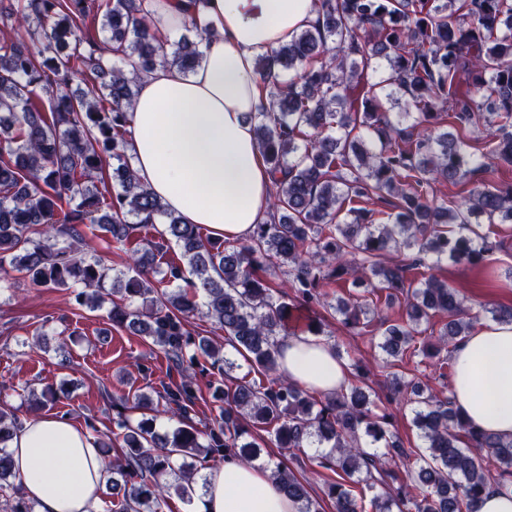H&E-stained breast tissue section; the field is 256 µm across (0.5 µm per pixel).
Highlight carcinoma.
<instances>
[{"instance_id":"carcinoma-1","label":"carcinoma","mask_w":512,"mask_h":512,"mask_svg":"<svg viewBox=\"0 0 512 512\" xmlns=\"http://www.w3.org/2000/svg\"><path fill=\"white\" fill-rule=\"evenodd\" d=\"M318 13L316 24L256 59L265 103L255 135L274 194L268 218L232 244L168 212L136 175L125 139L140 74L160 60L192 71L211 30L194 18L199 40L167 47L144 0L0 7V25L31 35L0 31V282L18 273L34 288H67L92 311L111 299V324L144 337L179 375L158 403L143 392L116 405L118 433L98 438L113 512H161L172 493L189 504L200 471L228 456L270 469L300 512H324L289 466L261 458L246 439L251 427L295 460L322 449L312 461L326 471L331 512H478L488 487L512 490V439L474 430L450 395L393 375L385 398L412 405L423 445L406 449L389 432L391 415L376 412L359 361L355 384L323 399L290 383L279 341L293 309L259 274L266 264L286 268L299 305L332 307L352 331L372 326V310L353 298L333 305L323 288L357 272L374 277L375 306L403 303L380 343L396 361L428 354L417 345L419 326L438 314L448 318L440 345L469 333L474 320L456 289L409 271L429 255L435 267L479 265L497 244L471 218L512 223V187L476 179L512 164V0H318ZM90 18L109 37H91ZM374 59L388 68L370 83ZM75 81L87 90L71 89ZM394 93L395 122L381 101ZM481 122L494 128L486 152L447 129ZM468 177L463 201L438 202L435 184ZM156 224L164 230L153 234ZM105 237L125 252L126 270L97 255ZM164 239L179 253L166 256ZM404 249L417 250L410 264L394 257ZM198 313L224 342L192 326ZM227 345L250 368L230 385L224 379L239 364ZM201 374L220 408L206 433L194 421ZM162 416L177 426L160 430ZM22 424L0 407V512H37L7 452ZM413 454L420 465L407 481L390 463Z\"/></svg>"}]
</instances>
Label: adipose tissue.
Here are the masks:
<instances>
[{"label":"adipose tissue","instance_id":"adipose-tissue-1","mask_svg":"<svg viewBox=\"0 0 512 512\" xmlns=\"http://www.w3.org/2000/svg\"><path fill=\"white\" fill-rule=\"evenodd\" d=\"M188 0H146L153 29L168 38L191 20ZM318 16L317 0H209L190 72L157 63L138 83L127 147L141 182L183 223L227 241L250 237L269 208L272 183L252 115L261 78L258 55L288 42ZM281 369L316 395L344 389L348 364L319 336L281 341ZM453 403L477 430L512 439V324L490 323L453 347ZM8 451L38 512H95L107 473L91 435L63 416L26 419ZM192 512H299L269 472L226 460L209 469Z\"/></svg>","mask_w":512,"mask_h":512}]
</instances>
